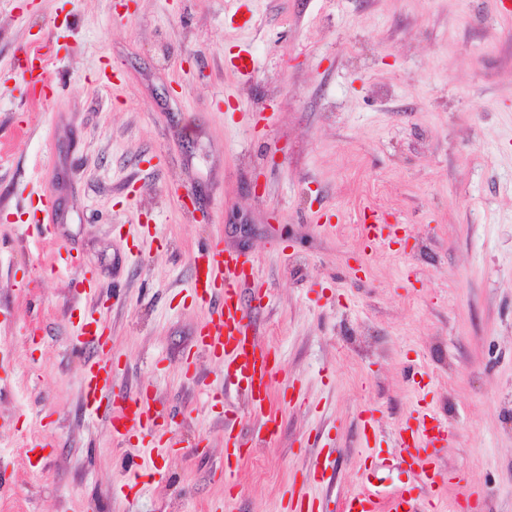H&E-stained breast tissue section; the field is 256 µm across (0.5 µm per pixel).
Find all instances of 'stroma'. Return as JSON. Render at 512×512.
<instances>
[{"instance_id":"obj_1","label":"stroma","mask_w":512,"mask_h":512,"mask_svg":"<svg viewBox=\"0 0 512 512\" xmlns=\"http://www.w3.org/2000/svg\"><path fill=\"white\" fill-rule=\"evenodd\" d=\"M48 40L59 92L34 101L21 64ZM241 52L251 75L228 65ZM111 68L118 85L97 83ZM366 205L400 243L364 249ZM209 242L256 258L259 340L296 382L271 442L235 401L251 446L231 495L223 372L201 356L185 375ZM90 316L121 358L113 385H148L175 447L114 442L87 414L72 342ZM420 406L453 431L440 512H461L460 478L477 512H512L498 0H0V512H283L322 458L332 481L308 490L342 512L364 473L387 496L406 486L392 437ZM130 462L165 478L120 493Z\"/></svg>"}]
</instances>
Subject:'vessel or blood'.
Segmentation results:
<instances>
[{
  "label": "vessel or blood",
  "mask_w": 512,
  "mask_h": 512,
  "mask_svg": "<svg viewBox=\"0 0 512 512\" xmlns=\"http://www.w3.org/2000/svg\"><path fill=\"white\" fill-rule=\"evenodd\" d=\"M51 53L38 47L27 59L23 78L33 99L43 101L52 95L45 83L46 64ZM385 226L376 211L363 213L359 235L367 246L385 240ZM253 257L225 251L213 244L200 251L194 260L192 288L197 301L212 310L211 318L200 329L196 351L215 361L224 372V392L246 400L253 415L259 418L266 439H273L283 422V409L275 397V386L282 374L271 358L268 347L257 340V329L250 309L244 303L247 289L256 287ZM78 347L92 351L81 372V386L90 416L104 418L110 425L113 439L129 441L132 436L163 440L166 430L149 387L134 394H114L111 404H103L104 392L112 371L103 356L110 349L111 338L102 328H83L75 339ZM237 418L228 416L224 427V481L235 488V472L246 459L245 442L236 433ZM448 423L434 410L419 409L412 425L397 431L394 437L396 458L404 465L411 487L400 492L390 506H383L379 490L363 486L350 493L343 512H416L412 487L425 489L437 497L446 484V475L439 468L435 449L447 442Z\"/></svg>",
  "instance_id": "1"
}]
</instances>
